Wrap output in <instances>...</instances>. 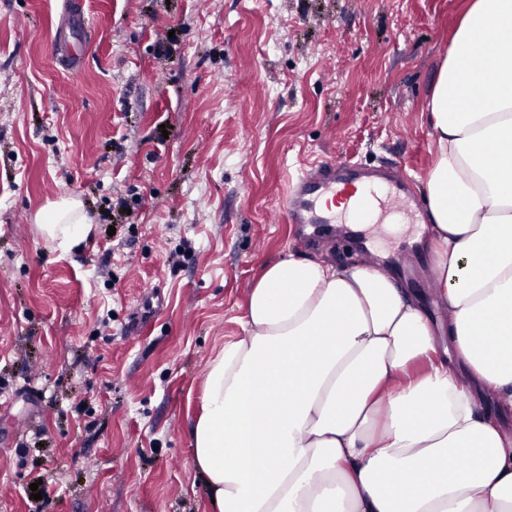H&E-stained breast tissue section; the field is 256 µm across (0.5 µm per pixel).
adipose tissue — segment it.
Segmentation results:
<instances>
[{
	"mask_svg": "<svg viewBox=\"0 0 512 512\" xmlns=\"http://www.w3.org/2000/svg\"><path fill=\"white\" fill-rule=\"evenodd\" d=\"M512 0H471L427 101L433 322L374 265L266 264L243 336L209 363L192 428L211 512H512ZM69 253L79 201L37 217Z\"/></svg>",
	"mask_w": 512,
	"mask_h": 512,
	"instance_id": "adipose-tissue-1",
	"label": "adipose tissue"
}]
</instances>
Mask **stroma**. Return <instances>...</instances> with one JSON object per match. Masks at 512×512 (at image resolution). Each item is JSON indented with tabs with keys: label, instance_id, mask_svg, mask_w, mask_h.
Segmentation results:
<instances>
[{
	"label": "stroma",
	"instance_id": "1",
	"mask_svg": "<svg viewBox=\"0 0 512 512\" xmlns=\"http://www.w3.org/2000/svg\"><path fill=\"white\" fill-rule=\"evenodd\" d=\"M467 6L0 0V512H209L191 430L266 262L371 252L445 319L426 225L364 253L271 216L328 155L423 184ZM64 198L94 223L66 255L36 226Z\"/></svg>",
	"mask_w": 512,
	"mask_h": 512
}]
</instances>
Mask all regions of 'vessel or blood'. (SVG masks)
<instances>
[{"instance_id":"1","label":"vessel or blood","mask_w":512,"mask_h":512,"mask_svg":"<svg viewBox=\"0 0 512 512\" xmlns=\"http://www.w3.org/2000/svg\"><path fill=\"white\" fill-rule=\"evenodd\" d=\"M385 193L404 204L414 201V183L392 169L366 170L357 164L327 158L299 175L286 191V204L275 219L298 225L308 239L321 234L326 225L342 222L365 224L378 193ZM341 196L351 204L342 213L322 209L323 198Z\"/></svg>"}]
</instances>
